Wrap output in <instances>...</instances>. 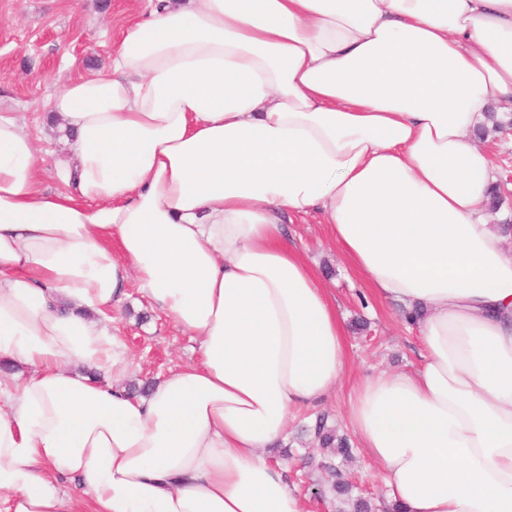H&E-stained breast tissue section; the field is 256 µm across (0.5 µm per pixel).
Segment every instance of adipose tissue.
<instances>
[{
    "mask_svg": "<svg viewBox=\"0 0 512 512\" xmlns=\"http://www.w3.org/2000/svg\"><path fill=\"white\" fill-rule=\"evenodd\" d=\"M146 10L51 99L61 190L0 113V512H303L274 447L347 373L286 234L313 212L419 313L420 366L349 395L391 512H512V233L477 136L512 102V0ZM132 286L201 354L144 395L108 315Z\"/></svg>",
    "mask_w": 512,
    "mask_h": 512,
    "instance_id": "1",
    "label": "adipose tissue"
}]
</instances>
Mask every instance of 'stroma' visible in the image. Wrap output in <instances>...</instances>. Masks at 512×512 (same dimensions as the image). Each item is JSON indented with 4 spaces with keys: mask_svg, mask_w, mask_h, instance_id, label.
I'll use <instances>...</instances> for the list:
<instances>
[{
    "mask_svg": "<svg viewBox=\"0 0 512 512\" xmlns=\"http://www.w3.org/2000/svg\"><path fill=\"white\" fill-rule=\"evenodd\" d=\"M143 6L144 0H0V113L14 112L22 118L39 148L48 190H58L54 163L69 154L67 142L45 135L50 94L68 81L104 69L126 29L140 19ZM288 232L324 287L335 295L344 316L348 381L323 405L292 410L284 440L290 455L281 465L302 495L304 512H338L333 497L311 493L329 453L318 447L308 424L313 416L324 414L329 424L349 434L351 383L384 371L414 368L420 362L419 344L407 328L402 304L369 295L362 276L333 245L317 216L295 221ZM112 327L133 359V381H152L199 359L190 336L138 292L113 309ZM335 464L356 482L358 493L372 501L373 512H387L386 487L362 448H354L350 459L339 458Z\"/></svg>",
    "mask_w": 512,
    "mask_h": 512,
    "instance_id": "stroma-1",
    "label": "stroma"
}]
</instances>
